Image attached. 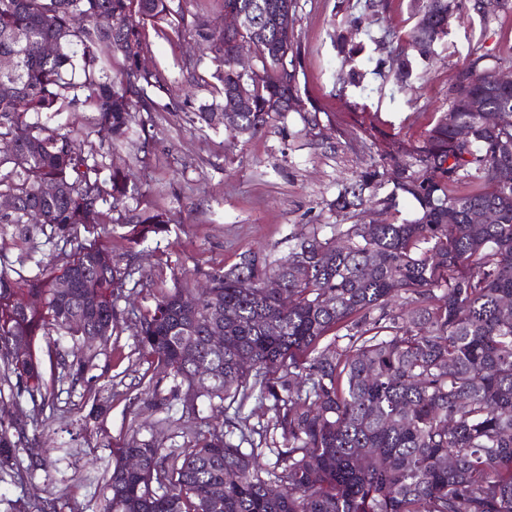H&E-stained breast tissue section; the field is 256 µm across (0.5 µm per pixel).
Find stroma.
Here are the masks:
<instances>
[{"mask_svg": "<svg viewBox=\"0 0 512 512\" xmlns=\"http://www.w3.org/2000/svg\"><path fill=\"white\" fill-rule=\"evenodd\" d=\"M180 6L185 27L163 33L148 23L143 30L165 78L163 89L150 92L158 110L133 114L147 151L133 143L111 147L91 113L67 116L78 139L128 169L139 186L127 214L150 209L170 216V234L140 248L143 272L160 288L173 287L185 270L203 279L246 251L287 257L303 234L336 223L338 191L369 163L366 127L381 140L421 141L447 111L448 89L468 54L484 55L491 68L512 57V0L484 22L464 9L429 61L415 62L411 84L402 88L388 74L389 48L376 39L387 28L408 39L415 24L409 0H394L380 16L366 10L365 0H296L299 87L317 108L318 123L288 112L253 136L235 137L195 117L219 101L201 36L222 28L224 0H180ZM91 352L84 381L58 387L46 410L51 422L28 448L46 458L44 469L21 479L0 476V512L16 499H51L57 512H99L105 473L130 439L171 451L183 446V432L204 434L233 416L205 405L183 410L175 381L138 348L130 325L121 326L107 349ZM99 401L107 402V413L89 419Z\"/></svg>", "mask_w": 512, "mask_h": 512, "instance_id": "obj_1", "label": "stroma"}]
</instances>
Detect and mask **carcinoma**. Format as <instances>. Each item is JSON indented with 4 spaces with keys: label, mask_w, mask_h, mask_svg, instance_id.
<instances>
[{
    "label": "carcinoma",
    "mask_w": 512,
    "mask_h": 512,
    "mask_svg": "<svg viewBox=\"0 0 512 512\" xmlns=\"http://www.w3.org/2000/svg\"><path fill=\"white\" fill-rule=\"evenodd\" d=\"M170 2L0 0V55L16 60L0 72V196L16 202L0 224L32 242L44 235L67 255L61 265L33 258L31 276L0 257V394L6 386L15 398L26 395L39 412L53 404L56 382L75 385L89 367L66 360L47 338L78 342L96 331L107 344L119 327L117 301L139 273L136 253L122 261L101 243L108 229L98 221L104 205L122 213L136 185L84 152L61 118L93 113L116 147L129 139L132 108L156 111L147 90L163 83L141 67L140 23L171 24ZM413 4V31L394 47V79L403 86L410 57L426 55L462 7ZM498 6L473 0L469 10L485 21ZM293 8L294 0H224V10L244 14L247 24L203 35L216 91L223 97L242 79L224 52L238 38L259 36L258 79L245 111L206 108L195 113L199 122L239 136L276 113L308 111ZM47 41L56 45L52 56L41 52ZM116 55L124 62L118 76ZM492 76L484 56L467 55L448 110L417 144L364 130L377 160L339 190L336 212L389 208L402 195L417 205L413 219L334 224L329 237L304 236L285 260L244 252L201 288L185 270L174 287L148 289L153 305L136 317L134 336L179 386L189 391L198 378L201 390L183 406L227 401L241 428L251 399L273 416L249 448L222 427L172 455L132 439L108 474L100 512H512V318L502 314L503 300L512 299V84L495 87ZM490 105L510 108L492 127L483 122ZM45 183L53 194L40 192ZM484 209L495 220L474 223ZM34 211L38 225L29 219ZM110 221L136 246L170 224L161 211ZM270 276L282 284L272 294L259 288ZM63 277L75 282L67 293L57 288ZM245 280L255 288H242ZM215 328L224 331L222 351L207 344ZM20 338L22 354L14 350ZM185 343L195 345L198 361L181 356ZM272 430L282 442L268 439ZM28 440L27 417L0 415V473L44 467L22 457ZM267 453L276 457L271 470L256 465ZM133 455L140 464L129 469Z\"/></svg>",
    "instance_id": "1"
}]
</instances>
